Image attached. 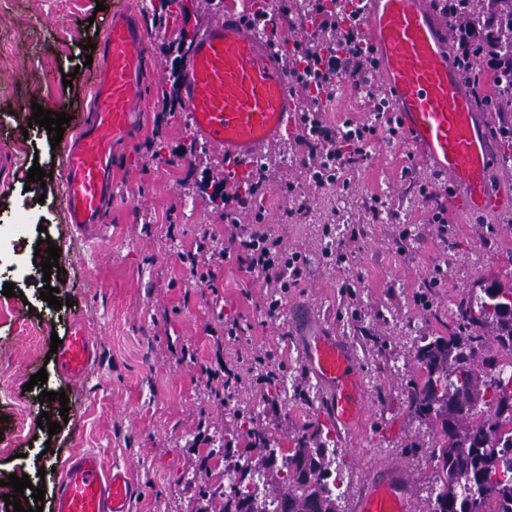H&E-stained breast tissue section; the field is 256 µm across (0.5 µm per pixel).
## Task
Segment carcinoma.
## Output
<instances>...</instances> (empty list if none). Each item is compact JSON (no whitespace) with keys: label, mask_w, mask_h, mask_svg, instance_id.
<instances>
[{"label":"carcinoma","mask_w":512,"mask_h":512,"mask_svg":"<svg viewBox=\"0 0 512 512\" xmlns=\"http://www.w3.org/2000/svg\"><path fill=\"white\" fill-rule=\"evenodd\" d=\"M466 16L482 58L504 56L512 61V0H489L493 8H475L476 0H455ZM153 12L162 17L184 13V0H156ZM512 80V66L493 68L489 80L477 85L482 106L498 112L501 89ZM492 328L500 354H512V285L495 281L481 293L455 304L448 335L425 339L417 346L420 378L408 386V409L437 428L429 460L435 462L432 512H512V372L503 375L501 362L488 354L485 328ZM257 460L235 465L230 490L210 484L199 490L219 512H266L259 494L246 488L254 476L285 471L273 500L275 512H342L341 479L336 451L308 447L307 436L295 439L279 460L262 430L250 432Z\"/></svg>","instance_id":"obj_1"}]
</instances>
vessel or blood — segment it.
<instances>
[{
    "label": "vessel or blood",
    "instance_id": "1",
    "mask_svg": "<svg viewBox=\"0 0 512 512\" xmlns=\"http://www.w3.org/2000/svg\"><path fill=\"white\" fill-rule=\"evenodd\" d=\"M362 29L376 60L374 78L386 89L403 134L433 171L456 191L466 210H512V182L494 151L474 95L460 79L444 16L434 0H361ZM288 20L261 26L232 5L197 34L182 74L181 95L193 135L209 147L228 181L251 178L285 134L295 131L304 96L288 66ZM147 32L130 9L105 22L93 95L63 145L62 195L69 223L98 228L112 200L114 150L128 143L145 99ZM300 360L326 391L324 414L351 429L367 415L368 392L352 347L320 327L299 343ZM96 357L82 327L56 352L60 371L82 377ZM133 489L125 470L98 452L68 458L54 512H130ZM415 490L394 464L376 466L353 502V512H415Z\"/></svg>",
    "mask_w": 512,
    "mask_h": 512
}]
</instances>
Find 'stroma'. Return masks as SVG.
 I'll return each instance as SVG.
<instances>
[{"label": "stroma", "mask_w": 512, "mask_h": 512, "mask_svg": "<svg viewBox=\"0 0 512 512\" xmlns=\"http://www.w3.org/2000/svg\"><path fill=\"white\" fill-rule=\"evenodd\" d=\"M123 6L148 33L143 118L133 141L117 151L102 230L80 231L68 224L61 198V152L29 119L36 103L60 105L73 116L88 102L93 68L84 46L102 43L108 11ZM213 15L205 0H190L175 21L154 16L150 0H0V38L12 51L10 64L0 67V146L12 158L0 169V247L9 254L0 263V286L10 282L15 290L0 294V512L11 492L3 480L13 473L44 487L43 512H52L61 474L51 463L87 449L127 468L135 487L131 512H201L200 484L237 461L249 431L264 430L271 445L289 448L315 421L343 461V512L370 468L386 462L405 467L417 512H428L434 429L407 408L406 384L419 373L415 349L422 338L447 335L456 302L477 283H512V214L473 213L445 195L448 227L440 229L412 185L428 178L429 167L408 140L383 137L355 168L349 189L306 192L299 209L286 185L304 177L284 145L255 207L287 252L301 254V285L271 315L269 288L236 262L217 267L211 285L195 283L178 255L191 248L201 225L218 224V211L195 183L222 168L210 150L186 155L194 136L185 108L163 114L162 88L180 29L196 30ZM66 74L73 77L68 87ZM36 164L50 181L27 183ZM373 196L385 204L375 222L364 209ZM352 224L363 230L355 241L347 236ZM45 235L60 249L63 278L44 280L34 261ZM47 286L57 288L58 306L41 299ZM298 307L356 351L370 407L352 430L325 419L322 390L298 360ZM233 320L243 328L234 338L224 333ZM75 323L87 329L98 354L72 381L46 357L52 336H66ZM259 360L276 370L275 384H254ZM221 361L238 363L243 376L228 405L206 390L208 369ZM42 370L46 386L25 390ZM45 389L65 391L68 415L59 401H39ZM45 413L62 422L58 434L40 428ZM213 447L226 449V457H209L208 468L198 469V457Z\"/></svg>", "instance_id": "1"}]
</instances>
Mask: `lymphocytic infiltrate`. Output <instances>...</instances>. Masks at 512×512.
I'll use <instances>...</instances> for the list:
<instances>
[{"instance_id": "obj_1", "label": "lymphocytic infiltrate", "mask_w": 512, "mask_h": 512, "mask_svg": "<svg viewBox=\"0 0 512 512\" xmlns=\"http://www.w3.org/2000/svg\"><path fill=\"white\" fill-rule=\"evenodd\" d=\"M313 10L322 16L321 36L294 54L292 62L299 67V78L313 81L318 88L333 87L340 80L348 82L364 90L372 105L370 122L348 120L334 127L326 121L320 102H313L295 142L301 149L300 162L310 180L315 186L323 187L345 182L349 169L366 157L378 129L399 138L400 124L393 112L386 110V98L370 86L371 49L363 37L360 9L354 0H331L327 6L315 0ZM265 180V174H258L247 194L227 191L225 182H215L216 193L224 198V231L219 234L213 227H202L194 249L180 253L179 260L192 277L206 281L214 275V259H233L241 269L266 284L281 289L300 286L299 255L287 254L280 236L265 225L243 224L238 219L239 213L251 207L254 192L262 188ZM220 236L225 237L226 245L220 251H213L212 244Z\"/></svg>"}]
</instances>
